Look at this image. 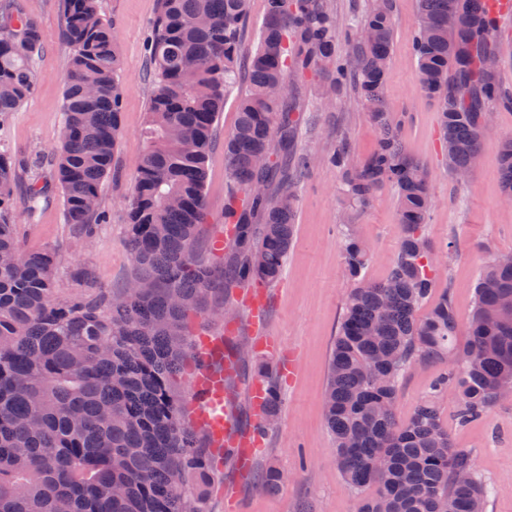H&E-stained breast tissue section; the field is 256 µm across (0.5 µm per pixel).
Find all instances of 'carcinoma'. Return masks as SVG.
I'll use <instances>...</instances> for the list:
<instances>
[{
    "mask_svg": "<svg viewBox=\"0 0 512 512\" xmlns=\"http://www.w3.org/2000/svg\"><path fill=\"white\" fill-rule=\"evenodd\" d=\"M249 0H159L147 43L152 94L141 134L142 161L127 200L128 245L138 288L112 299L58 296L60 256L25 251L12 210L18 172L0 150V512H204L189 507L186 478L210 459L186 422L175 383L191 347V320L208 295L233 283L275 282L294 239L301 176L295 151L292 77L327 73L329 105L350 86L379 131L376 149L355 162L339 148L340 193L364 208L382 186L396 193L401 240L380 283H362L368 248L349 213L340 225L349 292L331 349L325 422L347 481L372 493L360 512H485L487 490L470 453L452 446L437 398L453 389L459 419L482 416L512 392V264L494 255L476 285L462 346L448 294L428 313L441 269L426 236L434 205L427 167L399 137L401 120L383 90L395 27V0H372L343 25L325 0H264L259 45L239 57ZM61 36L72 50L64 84V132L56 187L67 222H103L99 192L112 168L125 88L116 78L114 25L97 0H62ZM456 25L448 27V15ZM498 16L485 0H418L411 38L420 89L438 103L451 172L481 155L483 113L512 109L498 70ZM350 54L336 53L340 30ZM42 30L30 14L0 9V118L36 87L32 63ZM246 75L224 168L244 191L224 223L237 255L228 267L196 257L205 223L206 157L226 88ZM95 87L87 97L85 86ZM267 156L265 167L255 164ZM502 188L512 197V137L497 144ZM448 355L453 366L403 425L395 418L399 380L419 358Z\"/></svg>",
    "mask_w": 512,
    "mask_h": 512,
    "instance_id": "obj_1",
    "label": "carcinoma"
}]
</instances>
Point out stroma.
Segmentation results:
<instances>
[{"label": "stroma", "instance_id": "stroma-1", "mask_svg": "<svg viewBox=\"0 0 512 512\" xmlns=\"http://www.w3.org/2000/svg\"><path fill=\"white\" fill-rule=\"evenodd\" d=\"M33 14L44 36L34 69L33 97L6 120L0 121V146L7 147L20 178L14 188L15 221L21 245L27 249L55 248L61 256L58 293L71 297L85 293L78 272H90L98 287L120 292L135 273L127 246L125 203L141 165L140 133L151 94L146 37L157 13V0H99L102 16L118 32V79L126 89L121 129L112 170L100 188V206L108 221L96 225L91 241L83 230L68 223L61 194L50 189L48 198L29 208L30 162L41 159L40 174L52 181L55 150L63 132V88L71 49L61 37L62 0H0ZM397 21L391 65L384 88L386 105L404 116L401 137L415 159L430 174L434 206L426 234L434 248L455 243L447 270L435 295H449L457 319L456 341L464 343L474 310L475 283L492 255L512 253V204L506 203L499 178L496 143L512 137V110H497L485 134L479 162L466 182L455 181L441 151L439 114L435 102L419 89L411 34L417 20L416 0H396ZM325 76L307 78L289 88L301 109L298 150L313 155L314 167L304 177L299 197L294 244L281 276L269 285L236 284L209 297L210 306L229 310L228 320L195 317L193 336L209 334L224 339L225 354L234 356L237 373L228 382L229 399L236 410L237 428L249 427L254 414L247 401L262 368L290 367L280 381L278 416L266 426L262 448L248 469L232 458L210 473L205 486L207 512H230L228 499L236 497L246 512H359L363 494L354 489L336 466L335 448L324 420L323 396L327 365L346 296L353 286L343 272L342 242L338 232L348 205L339 193L340 172L330 162L349 144L355 159L369 156L379 134L352 93L339 95L335 105L322 107ZM244 83L230 88L208 153L204 187L206 221L200 229L196 253L205 263L220 260L213 241L224 233V208L230 180L224 170V139L233 130L237 102ZM358 222L369 248L361 278L382 281L397 254L401 226L396 195L381 187L371 204L359 212ZM263 295V318H256L253 298ZM275 341L271 351L261 340ZM447 358H429L412 365L398 389L395 415L406 422L430 396L436 379L448 372ZM453 395L439 401L443 425L453 447L471 453L479 476L491 493L486 512H512V398L496 403L485 415L468 423L456 416ZM277 470L282 481L268 490L263 480Z\"/></svg>", "mask_w": 512, "mask_h": 512}]
</instances>
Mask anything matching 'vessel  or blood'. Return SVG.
<instances>
[{"instance_id":"b4317fda","label":"vessel or blood","mask_w":512,"mask_h":512,"mask_svg":"<svg viewBox=\"0 0 512 512\" xmlns=\"http://www.w3.org/2000/svg\"><path fill=\"white\" fill-rule=\"evenodd\" d=\"M200 349L208 363L193 374L191 390L200 405L214 456L222 458L225 448L231 447L235 450L238 464H248L261 443L262 433L256 428L249 435L243 436L232 428V415L225 404L224 380L234 373L235 365L229 362L224 368H215V361L223 357L221 339L203 338Z\"/></svg>"}]
</instances>
